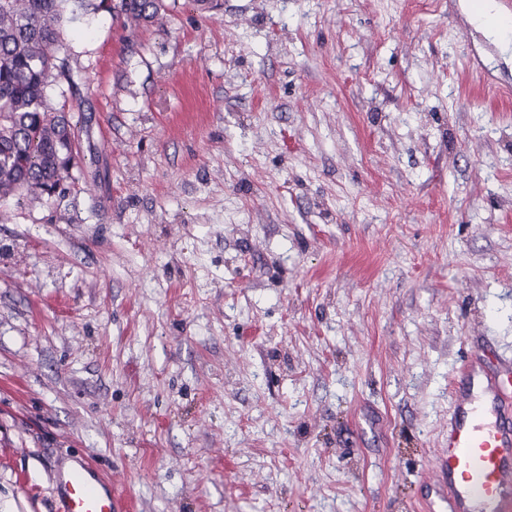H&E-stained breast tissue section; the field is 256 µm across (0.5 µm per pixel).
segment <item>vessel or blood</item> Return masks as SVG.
<instances>
[{
	"mask_svg": "<svg viewBox=\"0 0 512 512\" xmlns=\"http://www.w3.org/2000/svg\"><path fill=\"white\" fill-rule=\"evenodd\" d=\"M512 362L473 355L453 382L448 447L434 481L422 482L423 512H512ZM55 512H131V497L92 462L59 472Z\"/></svg>",
	"mask_w": 512,
	"mask_h": 512,
	"instance_id": "vessel-or-blood-1",
	"label": "vessel or blood"
}]
</instances>
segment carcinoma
<instances>
[{"instance_id":"1","label":"carcinoma","mask_w":512,"mask_h":512,"mask_svg":"<svg viewBox=\"0 0 512 512\" xmlns=\"http://www.w3.org/2000/svg\"><path fill=\"white\" fill-rule=\"evenodd\" d=\"M107 8L140 27L165 13V0H0V200L18 193L52 197L66 192L77 165L75 124L54 109L44 90L70 79L60 56L66 14Z\"/></svg>"}]
</instances>
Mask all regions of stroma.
Wrapping results in <instances>:
<instances>
[{
	"mask_svg": "<svg viewBox=\"0 0 512 512\" xmlns=\"http://www.w3.org/2000/svg\"><path fill=\"white\" fill-rule=\"evenodd\" d=\"M67 19L86 163L0 201V512H420L450 377L512 358V49L461 0ZM495 14L494 3L487 2L484 4V10L482 14L478 15L472 13L470 16V21L484 34L486 38L492 40L493 42H499L504 47V49L507 50L508 42L505 40L504 35L492 22V18ZM55 512H129L132 498L104 478L89 460L60 471L55 480Z\"/></svg>",
	"mask_w": 512,
	"mask_h": 512,
	"instance_id": "35a3bbf8",
	"label": "stroma"
}]
</instances>
